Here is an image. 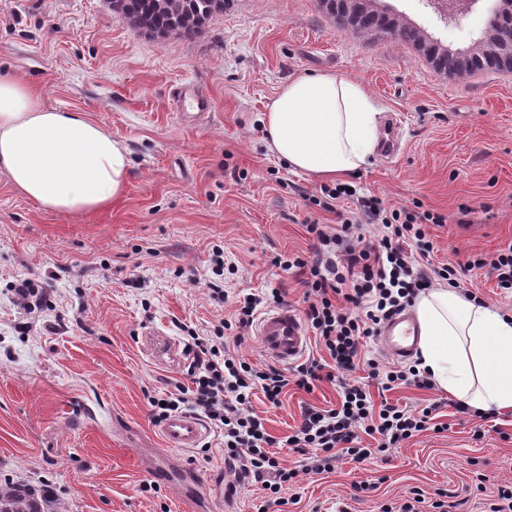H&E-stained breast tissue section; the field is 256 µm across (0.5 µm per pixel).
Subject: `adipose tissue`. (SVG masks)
Returning <instances> with one entry per match:
<instances>
[{
    "instance_id": "adipose-tissue-1",
    "label": "adipose tissue",
    "mask_w": 512,
    "mask_h": 512,
    "mask_svg": "<svg viewBox=\"0 0 512 512\" xmlns=\"http://www.w3.org/2000/svg\"><path fill=\"white\" fill-rule=\"evenodd\" d=\"M383 112L363 84L325 72L284 84L263 124L288 168L336 178L373 160ZM0 171L37 208L84 216L125 193L130 157L84 114L47 107L35 87L0 76ZM414 311L420 369L467 407L512 412V313L443 287L420 295Z\"/></svg>"
}]
</instances>
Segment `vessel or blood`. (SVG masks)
Here are the masks:
<instances>
[{
    "instance_id": "b4317fda",
    "label": "vessel or blood",
    "mask_w": 512,
    "mask_h": 512,
    "mask_svg": "<svg viewBox=\"0 0 512 512\" xmlns=\"http://www.w3.org/2000/svg\"><path fill=\"white\" fill-rule=\"evenodd\" d=\"M418 325L413 315L403 314L389 322L381 331L379 342L385 351L396 359L408 358L418 340ZM257 342L265 357L281 363H292L302 355L309 344L307 328L297 311L280 307L267 312L256 329ZM144 343L150 344L156 360L177 359L178 348L168 337L157 332H146ZM161 440L170 449L197 447L206 436L202 421L190 414H178L163 421L160 426ZM159 477L169 483L180 485L191 483L204 488L210 482L209 475L189 473L179 464L172 463L159 470Z\"/></svg>"
}]
</instances>
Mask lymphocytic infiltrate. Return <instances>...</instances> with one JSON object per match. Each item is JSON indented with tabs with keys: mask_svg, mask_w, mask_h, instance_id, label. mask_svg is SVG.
<instances>
[{
	"mask_svg": "<svg viewBox=\"0 0 512 512\" xmlns=\"http://www.w3.org/2000/svg\"><path fill=\"white\" fill-rule=\"evenodd\" d=\"M318 206L334 213L336 225L312 222L309 235L318 246L312 259L275 257L282 271H295L305 288L302 318L323 351V358L307 357L282 369L235 356L223 335L191 332L188 383H175L164 398H150L154 423L189 412L204 418L224 435V463L236 483L259 484L268 490L267 512H279L285 499L281 491L296 472L284 468L278 447L304 456L305 473L331 470L341 457L362 463L374 452H387L429 429L438 403L413 411L387 403L374 405L369 390L355 379L359 369L377 380L382 390L398 385L433 389L431 377L415 367L380 369L366 355L368 341L382 325L411 306L434 281L449 287L461 284L465 270L485 269L497 287L512 289V246L467 262L450 263L426 272L435 250L428 225H441L445 216L423 209L421 204L394 209L375 195H359L347 185L325 187ZM379 226L377 238L359 231L361 225ZM336 383L338 406L322 409L304 405L302 421L285 439L272 436L264 418L253 412L251 398L262 392L278 407L289 388L313 391L316 383ZM376 438V448L363 446V436Z\"/></svg>",
	"mask_w": 512,
	"mask_h": 512,
	"instance_id": "lymphocytic-infiltrate-1",
	"label": "lymphocytic infiltrate"
}]
</instances>
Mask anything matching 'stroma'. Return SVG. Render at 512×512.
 Returning a JSON list of instances; mask_svg holds the SVG:
<instances>
[{
    "label": "stroma",
    "mask_w": 512,
    "mask_h": 512,
    "mask_svg": "<svg viewBox=\"0 0 512 512\" xmlns=\"http://www.w3.org/2000/svg\"><path fill=\"white\" fill-rule=\"evenodd\" d=\"M383 4L456 50L483 36L498 0H478L452 23L425 0ZM0 72L39 86L47 106L99 122L131 159L124 197L88 216L39 210L0 172V483L47 484L69 512H220L228 497L236 512H258L265 500L261 485L230 488L216 432L195 448L162 449L149 399L164 379L188 382V362L153 360L141 337L157 329L182 347L186 329L220 330L258 363L254 331L232 327L236 300L276 288L303 310L298 277L272 261L310 257L308 222L336 217L313 203L321 179L291 171L266 144L264 113L288 80L347 75L384 106L382 125H398L392 147L345 182L444 215L429 228L433 265L512 244V72H438L393 37L337 27L321 0H230L194 41L150 39L115 18L109 0H0ZM186 85L211 103L195 125L173 103ZM23 279L48 288L47 308L28 315L14 304ZM212 280L228 301L210 299ZM373 398L411 409L440 402L443 429L317 475L301 474L302 456L281 449L298 472L282 492L288 512H381L415 488L449 491L465 498L463 512H478L512 482V414L459 413L438 388L401 385ZM337 400V386L322 381L309 393L289 389L281 407L260 394L252 407L282 439L302 405ZM171 460L212 475L204 498L155 478Z\"/></svg>",
    "instance_id": "stroma-1"
}]
</instances>
